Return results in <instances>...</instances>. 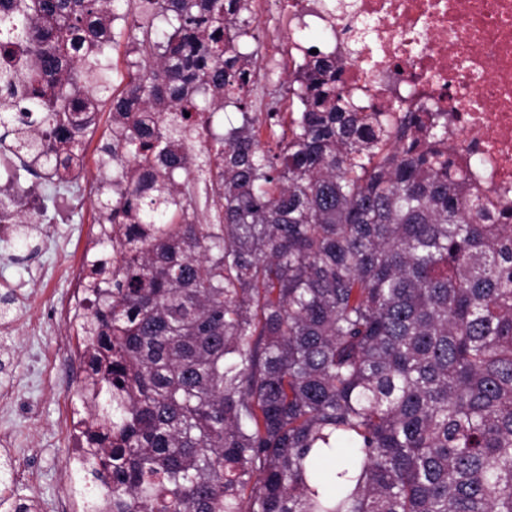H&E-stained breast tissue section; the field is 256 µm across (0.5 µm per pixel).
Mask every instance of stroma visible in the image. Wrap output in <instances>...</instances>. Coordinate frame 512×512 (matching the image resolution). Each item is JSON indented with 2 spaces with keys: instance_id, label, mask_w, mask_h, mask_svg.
Segmentation results:
<instances>
[{
  "instance_id": "1",
  "label": "stroma",
  "mask_w": 512,
  "mask_h": 512,
  "mask_svg": "<svg viewBox=\"0 0 512 512\" xmlns=\"http://www.w3.org/2000/svg\"><path fill=\"white\" fill-rule=\"evenodd\" d=\"M48 235L47 247L36 237L0 246V297L13 298L0 318V394L8 396L0 401V435L11 439L0 446V496L38 512H48V504L68 491L69 450L57 432L58 406L70 384L85 375L68 367L66 328L49 313L67 288L60 270L83 243L69 224L50 225Z\"/></svg>"
}]
</instances>
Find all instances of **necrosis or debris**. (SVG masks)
Wrapping results in <instances>:
<instances>
[{"instance_id": "4bbe7bcc", "label": "necrosis or debris", "mask_w": 512, "mask_h": 512, "mask_svg": "<svg viewBox=\"0 0 512 512\" xmlns=\"http://www.w3.org/2000/svg\"><path fill=\"white\" fill-rule=\"evenodd\" d=\"M272 63L315 59L297 31L315 28L351 102L394 123L409 112L448 121L453 161L491 215L512 223V0H248ZM85 162L71 167L62 207L50 204L47 180L28 176L27 160L0 143V244L66 223L95 192ZM93 249L73 257L58 303L61 321H76L88 296Z\"/></svg>"}]
</instances>
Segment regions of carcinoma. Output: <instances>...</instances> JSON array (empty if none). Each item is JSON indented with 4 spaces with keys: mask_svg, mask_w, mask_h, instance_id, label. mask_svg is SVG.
<instances>
[{
    "mask_svg": "<svg viewBox=\"0 0 512 512\" xmlns=\"http://www.w3.org/2000/svg\"><path fill=\"white\" fill-rule=\"evenodd\" d=\"M103 2L0 0V97L52 141L6 112L0 136L55 182L109 90L106 18L136 55L99 147L125 231L78 322L84 512H512V224L461 191L447 122H380L322 57L263 143L246 0ZM226 102L241 125L187 157Z\"/></svg>",
    "mask_w": 512,
    "mask_h": 512,
    "instance_id": "1",
    "label": "carcinoma"
}]
</instances>
